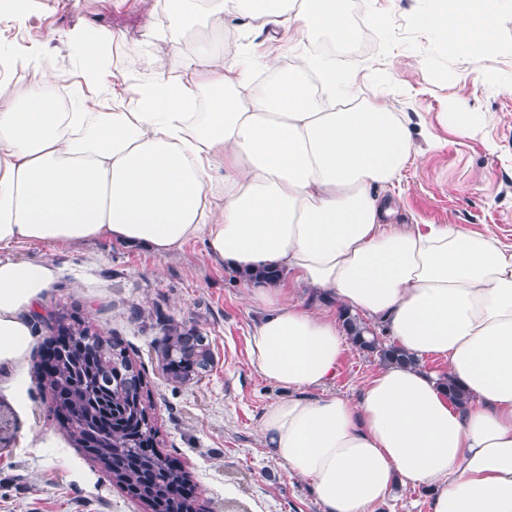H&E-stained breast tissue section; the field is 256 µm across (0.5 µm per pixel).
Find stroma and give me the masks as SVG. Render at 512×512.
I'll return each mask as SVG.
<instances>
[{
	"label": "stroma",
	"instance_id": "1",
	"mask_svg": "<svg viewBox=\"0 0 512 512\" xmlns=\"http://www.w3.org/2000/svg\"><path fill=\"white\" fill-rule=\"evenodd\" d=\"M165 0H41L38 19L24 32L6 28L0 38L40 39L50 29L78 24L121 31L112 50L121 65L128 46L143 40L146 17L166 18ZM419 50L399 47L379 56L376 46L352 53L353 80L366 97L409 113L423 154L382 194L397 224H461L493 235L512 248V87H490L467 62L447 83L433 82ZM60 75L64 106L74 102L82 59L64 43L45 46ZM480 113L481 131L462 134L445 119L453 105ZM1 260L47 259L56 280L38 311L68 306L89 315L105 336L122 341L144 374L157 405L162 450L190 472L205 512H321L310 482L286 474L264 448L260 418L286 389L251 369L247 343L264 314L242 280L211 262L201 241L161 257L107 238L73 246L26 243L0 247ZM195 326L207 336L213 364L195 383L175 384L162 370L161 318ZM47 329L36 331L23 373V400L0 379V417L13 439L0 450V512H142L59 428L38 385L36 365ZM380 362L349 346L329 391L355 397Z\"/></svg>",
	"mask_w": 512,
	"mask_h": 512
}]
</instances>
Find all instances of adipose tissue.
I'll return each mask as SVG.
<instances>
[{
    "label": "adipose tissue",
    "mask_w": 512,
    "mask_h": 512,
    "mask_svg": "<svg viewBox=\"0 0 512 512\" xmlns=\"http://www.w3.org/2000/svg\"><path fill=\"white\" fill-rule=\"evenodd\" d=\"M233 20L268 31L263 52L225 57L215 29ZM144 29L119 68L103 57L121 33L47 31L85 52L93 91L72 112L54 106L43 43L0 41V246L109 238L165 256L199 240L239 274L277 271L250 283L266 310L250 366L289 390L259 433L323 512H374L398 486L429 489V512H512V250L456 224L390 223L378 189L418 157L411 121L376 99L337 109L336 61L308 48L346 36L343 0H167L165 22ZM188 42L181 73L162 71ZM18 66L36 78L14 91ZM55 276L45 260H0V377L19 397ZM344 307L383 321L415 359L353 399L327 390ZM429 357L445 370L422 368Z\"/></svg>",
    "instance_id": "obj_1"
}]
</instances>
